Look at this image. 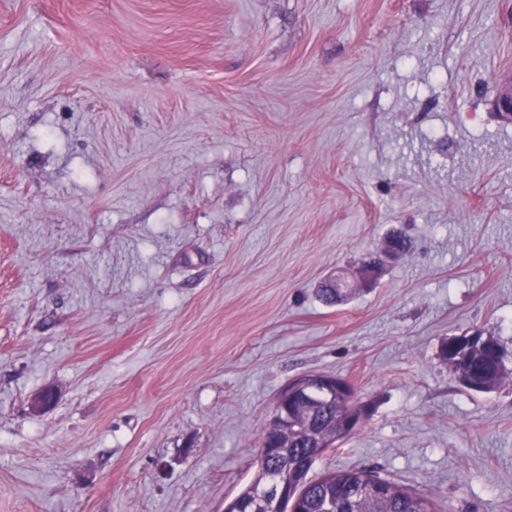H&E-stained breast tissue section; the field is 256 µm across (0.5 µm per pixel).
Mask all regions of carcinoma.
<instances>
[{
  "instance_id": "carcinoma-1",
  "label": "carcinoma",
  "mask_w": 512,
  "mask_h": 512,
  "mask_svg": "<svg viewBox=\"0 0 512 512\" xmlns=\"http://www.w3.org/2000/svg\"><path fill=\"white\" fill-rule=\"evenodd\" d=\"M440 356L453 365L451 375L468 390L489 393L512 385V369L506 366L508 351L493 336L478 334L463 348L448 340L442 344ZM289 407L294 423L272 432L269 445L258 446L257 475L237 499L280 482L298 490V512H436L430 500L370 471L338 470L315 481L307 479L323 453L349 439L347 423L369 413L368 406L355 401L354 389L347 386L346 379L336 377L333 399L322 389H313L290 401ZM374 482L384 486L382 494L366 490Z\"/></svg>"
}]
</instances>
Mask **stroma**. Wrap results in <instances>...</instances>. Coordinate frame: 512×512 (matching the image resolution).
Returning <instances> with one entry per match:
<instances>
[{
  "mask_svg": "<svg viewBox=\"0 0 512 512\" xmlns=\"http://www.w3.org/2000/svg\"><path fill=\"white\" fill-rule=\"evenodd\" d=\"M508 72L512 0H0V512H224L315 374L369 416L310 479L512 512L440 357L512 351ZM493 108L505 122L512 123V74L499 79L497 90L492 99Z\"/></svg>",
  "mask_w": 512,
  "mask_h": 512,
  "instance_id": "obj_1",
  "label": "stroma"
}]
</instances>
